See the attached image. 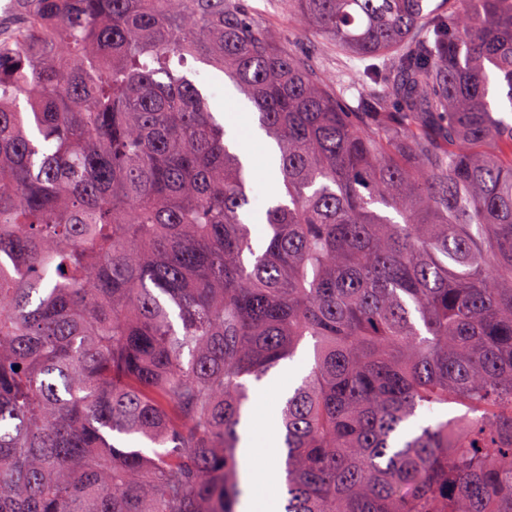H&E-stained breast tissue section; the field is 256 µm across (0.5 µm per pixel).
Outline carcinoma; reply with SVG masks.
<instances>
[{
	"label": "carcinoma",
	"instance_id": "obj_1",
	"mask_svg": "<svg viewBox=\"0 0 512 512\" xmlns=\"http://www.w3.org/2000/svg\"><path fill=\"white\" fill-rule=\"evenodd\" d=\"M31 2L0 43V512H236L248 381L308 338L285 512H512V0H289L366 62L353 112L243 0ZM189 57L275 144L260 210Z\"/></svg>",
	"mask_w": 512,
	"mask_h": 512
}]
</instances>
